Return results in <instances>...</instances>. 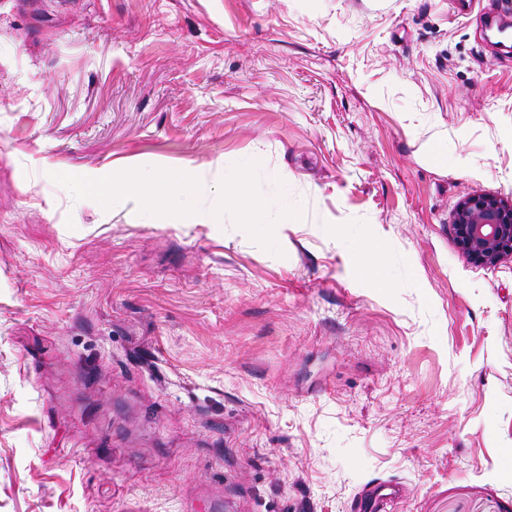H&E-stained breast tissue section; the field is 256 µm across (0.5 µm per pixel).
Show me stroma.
<instances>
[{
    "label": "stroma",
    "instance_id": "35a3bbf8",
    "mask_svg": "<svg viewBox=\"0 0 512 512\" xmlns=\"http://www.w3.org/2000/svg\"><path fill=\"white\" fill-rule=\"evenodd\" d=\"M500 2L0 0V512H512ZM245 162L250 230L85 190ZM452 230L466 258L481 266H495L512 258V203L487 194L458 202Z\"/></svg>",
    "mask_w": 512,
    "mask_h": 512
}]
</instances>
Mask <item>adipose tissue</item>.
<instances>
[{"instance_id":"obj_1","label":"adipose tissue","mask_w":512,"mask_h":512,"mask_svg":"<svg viewBox=\"0 0 512 512\" xmlns=\"http://www.w3.org/2000/svg\"><path fill=\"white\" fill-rule=\"evenodd\" d=\"M256 176L251 163H243L239 170L224 179L223 201L238 203L240 222L252 227L260 221L263 203L247 191ZM89 190L110 206L115 196H122L146 223L149 224H210L217 215L194 204V197L208 193L209 187L202 182L197 172L189 171L173 181H154L138 170L124 172L120 179L95 180Z\"/></svg>"}]
</instances>
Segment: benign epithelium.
I'll list each match as a JSON object with an SVG mask.
<instances>
[{"label":"benign epithelium","instance_id":"benign-epithelium-1","mask_svg":"<svg viewBox=\"0 0 512 512\" xmlns=\"http://www.w3.org/2000/svg\"><path fill=\"white\" fill-rule=\"evenodd\" d=\"M452 230L466 258L481 266H495L512 258V203L487 194L458 202Z\"/></svg>","mask_w":512,"mask_h":512}]
</instances>
